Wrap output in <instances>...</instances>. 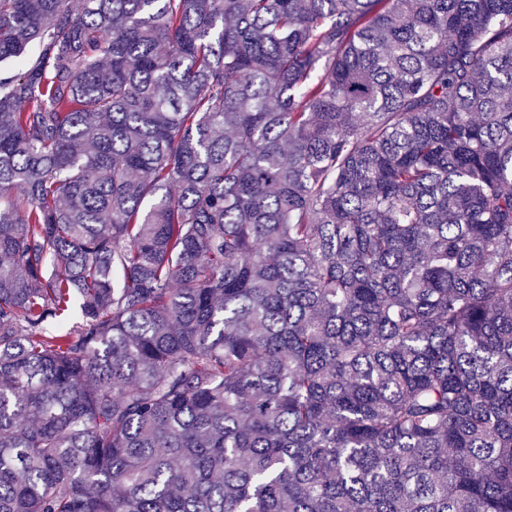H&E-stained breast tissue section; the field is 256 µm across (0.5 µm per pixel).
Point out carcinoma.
Returning <instances> with one entry per match:
<instances>
[{
    "mask_svg": "<svg viewBox=\"0 0 512 512\" xmlns=\"http://www.w3.org/2000/svg\"><path fill=\"white\" fill-rule=\"evenodd\" d=\"M0 512H512V0H0Z\"/></svg>",
    "mask_w": 512,
    "mask_h": 512,
    "instance_id": "1",
    "label": "carcinoma"
}]
</instances>
